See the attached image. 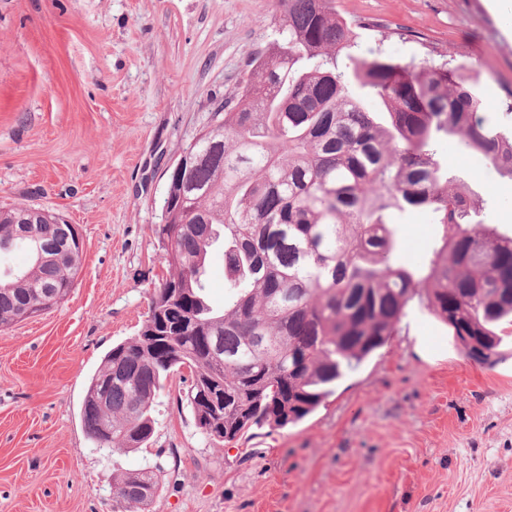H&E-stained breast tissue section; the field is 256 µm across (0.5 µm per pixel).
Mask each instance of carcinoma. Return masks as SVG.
I'll return each instance as SVG.
<instances>
[{"label":"carcinoma","mask_w":512,"mask_h":512,"mask_svg":"<svg viewBox=\"0 0 512 512\" xmlns=\"http://www.w3.org/2000/svg\"><path fill=\"white\" fill-rule=\"evenodd\" d=\"M280 2V39L189 145L181 224L156 229L175 238L156 290L175 310L113 346L89 379L81 420L99 448L147 447L151 405L174 374L213 441L296 425L396 335L415 299L470 337L460 348L476 364L512 335V236L485 222L486 201L439 154L459 135L512 180V131L482 115L479 73L379 46L364 55L333 0ZM413 212L438 238L407 263L397 219ZM17 215L0 209V251L23 241L30 263L0 278V330L56 307L81 269L80 251L65 268L38 259L35 238L56 216L33 238L13 232ZM219 241L228 295L215 310L205 266ZM212 387L224 401L209 408L199 395ZM159 485L150 466L115 478L112 512H150Z\"/></svg>","instance_id":"obj_1"}]
</instances>
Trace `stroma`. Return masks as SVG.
I'll use <instances>...</instances> for the list:
<instances>
[{"label": "stroma", "instance_id": "obj_1", "mask_svg": "<svg viewBox=\"0 0 512 512\" xmlns=\"http://www.w3.org/2000/svg\"><path fill=\"white\" fill-rule=\"evenodd\" d=\"M362 48L453 56L479 70L484 113L512 88V21L490 0H335ZM279 0H0V207L77 225L82 269L60 305L0 330V512H112V478L160 469L151 512H512V344L466 360L418 303L314 415L207 440L167 380L147 448L87 438L81 402L112 345L135 336L170 270L154 227L167 169L279 37ZM389 31L380 40V31ZM453 172L512 231V181L457 138ZM404 258L436 228L406 214Z\"/></svg>", "mask_w": 512, "mask_h": 512}]
</instances>
